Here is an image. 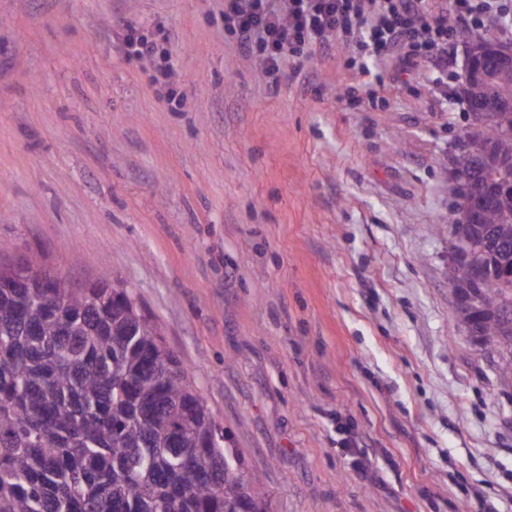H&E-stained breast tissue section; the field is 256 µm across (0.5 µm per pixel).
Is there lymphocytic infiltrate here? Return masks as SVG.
I'll return each instance as SVG.
<instances>
[{"instance_id": "lymphocytic-infiltrate-1", "label": "lymphocytic infiltrate", "mask_w": 512, "mask_h": 512, "mask_svg": "<svg viewBox=\"0 0 512 512\" xmlns=\"http://www.w3.org/2000/svg\"><path fill=\"white\" fill-rule=\"evenodd\" d=\"M458 25L477 27L493 17L512 23V0H452ZM432 0H224V26L241 52L260 58L270 84H278L288 61L312 48L327 49L331 39L357 56V83L346 97L358 99L363 88L385 92L371 62L396 71L426 69L437 86L448 83V55L456 35ZM120 49L127 61H158L153 83L172 73L170 36L163 30L128 27Z\"/></svg>"}]
</instances>
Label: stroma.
<instances>
[{"label":"stroma","mask_w":512,"mask_h":512,"mask_svg":"<svg viewBox=\"0 0 512 512\" xmlns=\"http://www.w3.org/2000/svg\"><path fill=\"white\" fill-rule=\"evenodd\" d=\"M466 39L447 94L352 106L339 48L270 85L224 0H0V265L130 288L271 512H512V386L447 275ZM170 36L161 29H146L130 26L125 31L120 43L123 57L128 62H138L144 59L159 60L160 66L152 77L154 84L167 80L172 73V54L170 51Z\"/></svg>","instance_id":"obj_1"}]
</instances>
